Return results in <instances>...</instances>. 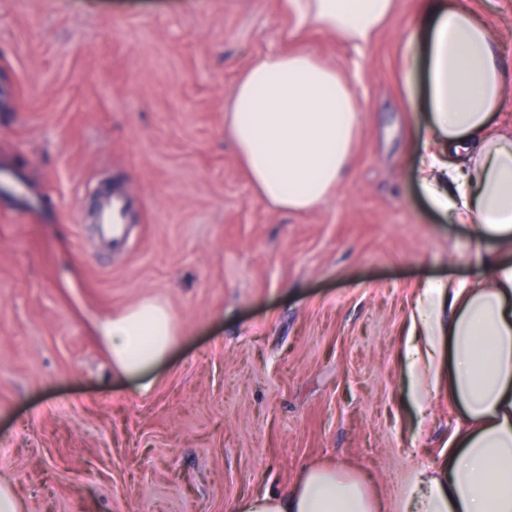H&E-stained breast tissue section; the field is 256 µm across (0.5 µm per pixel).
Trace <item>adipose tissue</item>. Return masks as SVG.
Masks as SVG:
<instances>
[{"label": "adipose tissue", "instance_id": "adipose-tissue-1", "mask_svg": "<svg viewBox=\"0 0 512 512\" xmlns=\"http://www.w3.org/2000/svg\"><path fill=\"white\" fill-rule=\"evenodd\" d=\"M297 22L324 27L354 48L369 43L395 0H284ZM408 74L425 82L426 136L419 188L448 222L476 225L482 276L427 284L410 317L405 357L417 404L434 384L438 337L448 339V395L462 410L448 459L417 464L398 512H512V137L489 133L504 94L500 57L487 28L458 0H422L406 36ZM362 119L353 84L309 50L271 52L235 85L224 126L258 195L307 211L335 189ZM119 379L150 390L177 326L146 298L99 323ZM363 477L303 466L284 491L240 500L234 512H382Z\"/></svg>", "mask_w": 512, "mask_h": 512}]
</instances>
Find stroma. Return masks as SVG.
Here are the masks:
<instances>
[{"label":"stroma","instance_id":"1","mask_svg":"<svg viewBox=\"0 0 512 512\" xmlns=\"http://www.w3.org/2000/svg\"><path fill=\"white\" fill-rule=\"evenodd\" d=\"M501 51L512 135V0H465ZM396 0L363 50L283 0H0V480L27 512H232L301 466L358 472L385 504L442 463L461 411L448 340L424 406L404 358L429 281L471 280L473 225L415 178L425 91ZM305 48L364 112L335 193L307 212L254 191L224 133L242 72ZM128 188L100 248L91 197ZM153 298L178 327L146 392L112 372L99 322Z\"/></svg>","mask_w":512,"mask_h":512}]
</instances>
